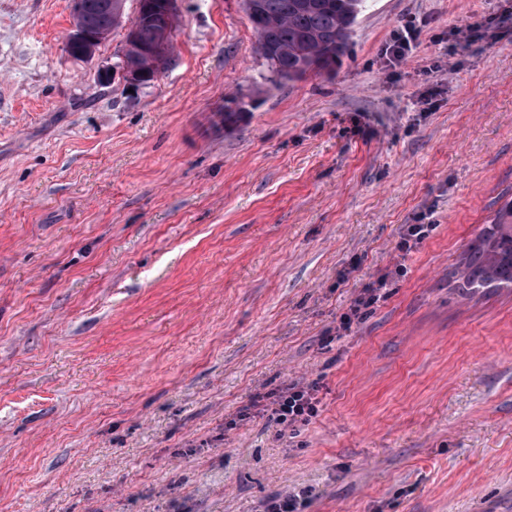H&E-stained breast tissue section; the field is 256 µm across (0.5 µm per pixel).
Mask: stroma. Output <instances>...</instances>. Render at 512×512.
Instances as JSON below:
<instances>
[{
	"instance_id": "1",
	"label": "stroma",
	"mask_w": 512,
	"mask_h": 512,
	"mask_svg": "<svg viewBox=\"0 0 512 512\" xmlns=\"http://www.w3.org/2000/svg\"><path fill=\"white\" fill-rule=\"evenodd\" d=\"M70 21L0 0V512H512V287L452 278L512 200V0H366L295 81L242 0H182L132 88ZM289 384L316 418L249 411ZM387 277H382L373 283L371 286L364 288L362 294L354 301L348 313L343 315L340 319L339 326L336 327L337 335L342 332L350 331L353 323L358 321L364 314V310L371 307L380 299V290L385 288Z\"/></svg>"
}]
</instances>
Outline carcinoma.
<instances>
[{
	"instance_id": "1",
	"label": "carcinoma",
	"mask_w": 512,
	"mask_h": 512,
	"mask_svg": "<svg viewBox=\"0 0 512 512\" xmlns=\"http://www.w3.org/2000/svg\"><path fill=\"white\" fill-rule=\"evenodd\" d=\"M125 7L126 0H82V12L72 18V25L88 23L114 32L125 26ZM243 7L257 34L258 53L280 78L292 81L333 68L347 54L363 0H249ZM131 25L138 46L125 51V63L150 71L155 59L138 47L158 44L159 28L139 15ZM242 105L240 95H226L224 123H235ZM461 264L464 271L458 288L464 293L512 286L511 201L468 244Z\"/></svg>"
}]
</instances>
